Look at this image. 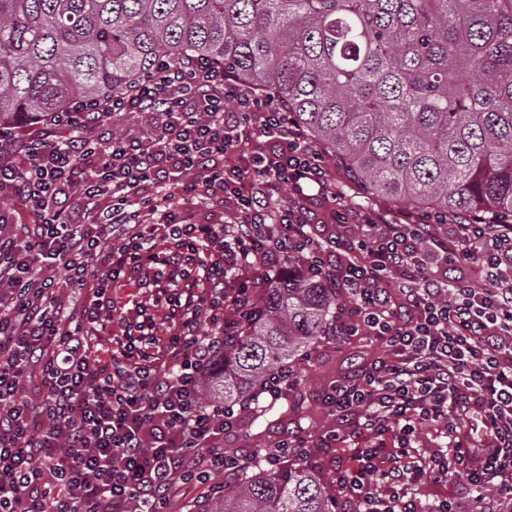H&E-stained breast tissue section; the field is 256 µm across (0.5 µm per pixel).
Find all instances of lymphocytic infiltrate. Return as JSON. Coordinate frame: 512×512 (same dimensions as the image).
I'll return each mask as SVG.
<instances>
[{"label":"lymphocytic infiltrate","instance_id":"f902f5d3","mask_svg":"<svg viewBox=\"0 0 512 512\" xmlns=\"http://www.w3.org/2000/svg\"><path fill=\"white\" fill-rule=\"evenodd\" d=\"M121 112L150 113L145 135L114 134ZM45 122L0 151V512H168L177 483L235 475L216 434L298 385L278 371L229 407L203 388L292 255L341 288L335 341L377 352L325 388L335 427L266 459L328 462L346 512H453L422 506L425 479L482 512L512 498L511 223L337 206L335 168L278 101L203 59ZM317 199L334 206L321 228ZM227 202L234 222H201ZM136 281L153 292L114 337L112 292ZM425 427L445 445L421 448Z\"/></svg>","mask_w":512,"mask_h":512}]
</instances>
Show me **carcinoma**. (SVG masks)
I'll use <instances>...</instances> for the list:
<instances>
[{
  "instance_id": "obj_1",
  "label": "carcinoma",
  "mask_w": 512,
  "mask_h": 512,
  "mask_svg": "<svg viewBox=\"0 0 512 512\" xmlns=\"http://www.w3.org/2000/svg\"><path fill=\"white\" fill-rule=\"evenodd\" d=\"M162 58L206 59L274 96L370 196L512 221V0H0V128L106 101ZM297 269L259 289L206 401H239L328 335L340 292ZM203 487L186 512L336 508L312 466L260 453L233 489Z\"/></svg>"
}]
</instances>
